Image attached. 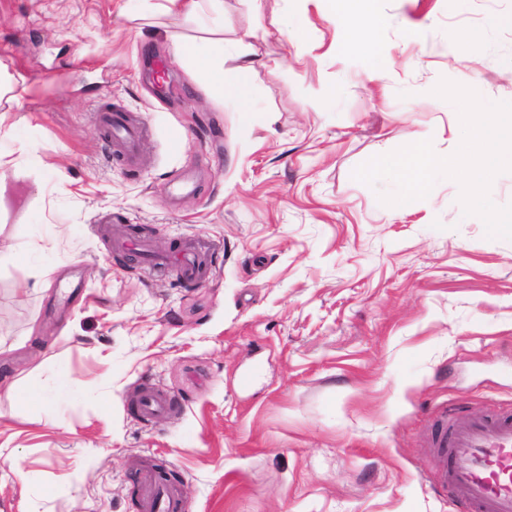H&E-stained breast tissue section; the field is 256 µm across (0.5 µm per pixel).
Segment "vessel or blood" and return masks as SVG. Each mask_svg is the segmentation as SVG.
Returning a JSON list of instances; mask_svg holds the SVG:
<instances>
[{"label":"vessel or blood","mask_w":512,"mask_h":512,"mask_svg":"<svg viewBox=\"0 0 512 512\" xmlns=\"http://www.w3.org/2000/svg\"><path fill=\"white\" fill-rule=\"evenodd\" d=\"M103 114L122 159L127 166L137 167L139 127L129 124L123 110L107 107ZM114 247L140 253L152 266H172L190 282L207 275L188 247L162 259L151 256L147 243L137 238H115ZM135 405L140 420L147 421L167 411L169 402L162 393L148 390ZM429 448L436 462L435 484L449 494L456 512H512V407L482 414L448 410ZM140 508L142 512H184L185 505L179 489L157 476L147 479Z\"/></svg>","instance_id":"1"}]
</instances>
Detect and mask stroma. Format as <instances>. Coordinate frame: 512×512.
I'll return each mask as SVG.
<instances>
[{
  "instance_id": "stroma-1",
  "label": "stroma",
  "mask_w": 512,
  "mask_h": 512,
  "mask_svg": "<svg viewBox=\"0 0 512 512\" xmlns=\"http://www.w3.org/2000/svg\"><path fill=\"white\" fill-rule=\"evenodd\" d=\"M159 2L0 0V512H139L148 464L188 512H452L427 438L512 405V240L453 180L399 216L352 172L413 132L456 150L440 79L512 102V0H377L369 48L327 0ZM211 36L223 82L252 60L249 112L171 50ZM107 104L147 126L137 169ZM106 224L200 242L208 280ZM146 383L173 409L144 424ZM162 5L167 13L200 15L205 11L218 12L223 11V0H164ZM114 247L118 251L140 253L152 266H172L180 272L185 280L190 282L202 280L207 276V271L197 261L195 251L189 247H181L176 253L166 255L164 259L152 256L147 243L137 238H115Z\"/></svg>"
}]
</instances>
